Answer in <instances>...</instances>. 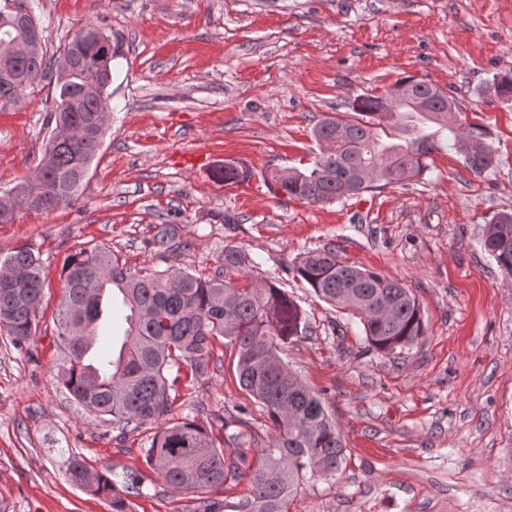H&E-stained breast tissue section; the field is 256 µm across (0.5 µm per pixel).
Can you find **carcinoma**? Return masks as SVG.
<instances>
[{"instance_id": "carcinoma-1", "label": "carcinoma", "mask_w": 512, "mask_h": 512, "mask_svg": "<svg viewBox=\"0 0 512 512\" xmlns=\"http://www.w3.org/2000/svg\"><path fill=\"white\" fill-rule=\"evenodd\" d=\"M104 27L87 23L46 58L16 57L11 43L42 32L32 0H0V107L16 105L46 77L55 81L57 96L46 124L54 125L33 182H24L0 195V223L18 211L50 212L81 195L89 166L101 147L104 124L97 97L106 94L112 76L94 61L93 44L80 33ZM396 106L402 120L416 117L440 123V110L457 101L439 87L406 77ZM482 93L512 98V73L493 76ZM386 98L364 93L351 103L352 114L321 120L312 135L320 147L309 171L284 168L263 180L284 195L307 203L344 201L373 188L376 182L397 183L403 174L417 177L427 168L432 152L429 137L404 147L382 140L380 130L390 126L383 112ZM452 135L450 147L463 150L477 144L481 151L465 155L466 166L481 175L498 164L489 132L481 125H443ZM254 176L234 161L220 166L213 178L237 185ZM484 249L497 265L512 275V212H500L484 225ZM255 267L239 247L224 249V279L205 280L186 272L143 269L131 273L120 266L106 247L83 249L68 257L62 270L64 300L58 310V338L64 358L57 378L87 411L108 417L125 431L157 425L145 462L166 485L175 489L206 490L234 486L248 479V488L236 501L201 496L192 512H288V502L302 488L308 470L326 479L336 478L345 462V447L336 422L320 396L311 391L284 363L280 346L301 334L305 319L299 306L271 281L238 285ZM296 277L321 300L358 318L368 343L390 353L412 346L424 335L423 312L409 289L373 270L340 260L336 249L324 247L302 253L293 265ZM116 289L125 307L127 328L112 366L95 371L88 362V339L102 318L100 293ZM44 296L43 261L26 247L0 259V327L13 346L30 343ZM234 346L240 387L252 396L273 424L264 448L249 449L256 432L247 409L224 408L225 439L236 445L230 452L217 446L212 434L195 419H170L179 376L170 371L185 365L196 376L207 373L212 341ZM256 452L250 460L248 452ZM66 473L76 486L111 498L112 512H132L130 493H143L145 478L135 470L117 482L70 453Z\"/></svg>"}]
</instances>
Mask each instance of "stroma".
Listing matches in <instances>:
<instances>
[{
    "label": "stroma",
    "instance_id": "1",
    "mask_svg": "<svg viewBox=\"0 0 512 512\" xmlns=\"http://www.w3.org/2000/svg\"><path fill=\"white\" fill-rule=\"evenodd\" d=\"M55 54L86 23L122 45L107 89L100 151L77 203L20 212L0 224V257L25 245L44 262L45 295L28 348L0 330V512H111L74 486L62 452L110 475L142 471L133 512H191L196 494L149 472L151 428L121 432L86 411L57 380L62 267L82 248H111L127 268L223 279L224 249L256 260L304 312L282 345L288 367L324 401L347 462L314 477L290 512H512V276L484 250V224L512 209V100L481 95L512 72V0H36ZM412 76L455 98L485 126L500 161L478 175L448 130L395 126L393 143L434 144L418 178L360 198L310 205L269 190L267 169L313 167L323 118ZM53 86L0 108V192L41 159ZM254 170L226 186L214 167ZM233 223H225V216ZM175 246L158 253L162 225ZM400 281L424 313L425 334L391 353L371 350L357 318L320 301L292 273L307 251ZM235 351L216 340L202 377L182 378L173 406L221 438L224 406L247 407L267 444L271 424L240 388Z\"/></svg>",
    "mask_w": 512,
    "mask_h": 512
}]
</instances>
